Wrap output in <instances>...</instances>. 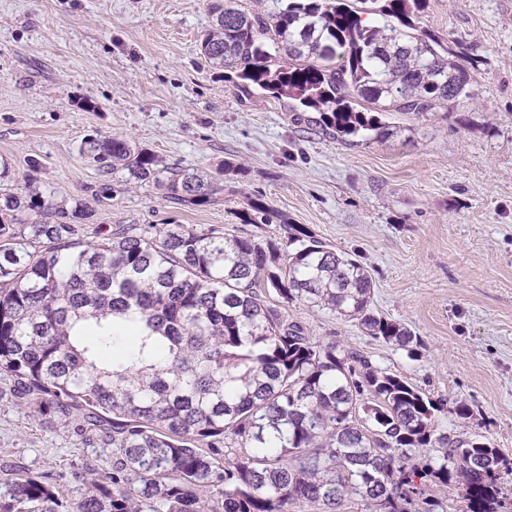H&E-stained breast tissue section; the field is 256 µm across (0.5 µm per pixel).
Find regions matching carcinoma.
<instances>
[{
	"mask_svg": "<svg viewBox=\"0 0 512 512\" xmlns=\"http://www.w3.org/2000/svg\"><path fill=\"white\" fill-rule=\"evenodd\" d=\"M423 2L384 0L375 26L342 0L251 13L224 0L199 52L319 112L338 141L381 138L383 114L470 97L464 57L413 34ZM81 150L187 208L224 193L122 135ZM274 217L260 198L241 213L246 224ZM87 218L77 201L0 194V378L33 418L67 422L80 410L85 444L112 449L111 472L78 477L75 512H345L353 499L365 512H448L435 491L457 482L462 512L502 508L512 457L487 438L438 431L447 402L283 315L305 303L416 352L420 338L374 310L358 261L284 219L282 235L259 241L194 224L75 239ZM63 508L42 476L0 481V512Z\"/></svg>",
	"mask_w": 512,
	"mask_h": 512,
	"instance_id": "carcinoma-1",
	"label": "carcinoma"
}]
</instances>
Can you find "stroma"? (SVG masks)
<instances>
[{"mask_svg":"<svg viewBox=\"0 0 512 512\" xmlns=\"http://www.w3.org/2000/svg\"><path fill=\"white\" fill-rule=\"evenodd\" d=\"M212 0H0L4 192L82 202L84 236L120 224H196L263 239L278 224L239 219L259 197L360 262L379 314L422 340L417 355L303 303L289 319L362 352L426 395L465 401L442 430L479 433L512 456V0H427L420 26L466 54L473 95L447 110L387 115L394 135L342 143L318 112L211 66L198 50ZM118 134L224 185L187 209L151 187L103 177L82 155ZM38 172H30V161ZM33 182H26V174ZM0 380V478L74 489L112 465L72 426L31 418Z\"/></svg>","mask_w":512,"mask_h":512,"instance_id":"obj_1","label":"stroma"}]
</instances>
